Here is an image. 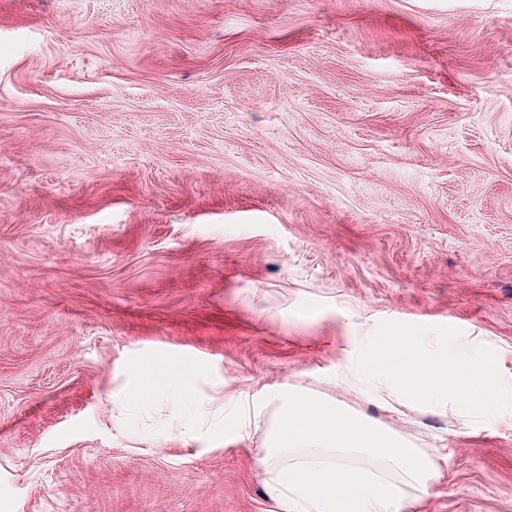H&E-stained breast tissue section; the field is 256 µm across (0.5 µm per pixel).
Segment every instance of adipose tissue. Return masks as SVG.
Instances as JSON below:
<instances>
[{
	"label": "adipose tissue",
	"instance_id": "adipose-tissue-1",
	"mask_svg": "<svg viewBox=\"0 0 512 512\" xmlns=\"http://www.w3.org/2000/svg\"><path fill=\"white\" fill-rule=\"evenodd\" d=\"M195 381L175 369H142L126 393L171 399L178 427L208 437L226 423L224 409L196 397ZM231 424L262 431L253 463L276 512H407L440 476L433 451L319 392L283 386L238 405Z\"/></svg>",
	"mask_w": 512,
	"mask_h": 512
}]
</instances>
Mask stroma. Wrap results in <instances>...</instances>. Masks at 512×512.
<instances>
[{"mask_svg": "<svg viewBox=\"0 0 512 512\" xmlns=\"http://www.w3.org/2000/svg\"><path fill=\"white\" fill-rule=\"evenodd\" d=\"M346 312L512 384V0H0V512H274L261 434L115 401L326 390ZM350 405L512 512V421ZM196 376L175 369H141L131 374L126 394L131 397H164L173 400L175 431L190 425L196 436L210 437L214 428L224 431V408L211 399L194 396Z\"/></svg>", "mask_w": 512, "mask_h": 512, "instance_id": "1", "label": "stroma"}]
</instances>
